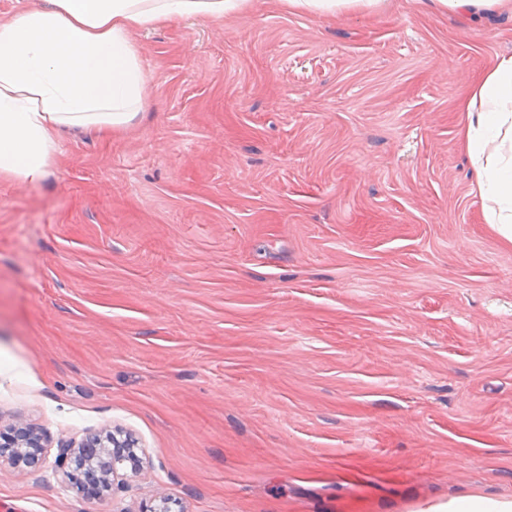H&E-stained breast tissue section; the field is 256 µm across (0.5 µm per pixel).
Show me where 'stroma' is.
<instances>
[{"instance_id": "35a3bbf8", "label": "stroma", "mask_w": 512, "mask_h": 512, "mask_svg": "<svg viewBox=\"0 0 512 512\" xmlns=\"http://www.w3.org/2000/svg\"><path fill=\"white\" fill-rule=\"evenodd\" d=\"M144 106L0 179V512H427L512 500V244L459 104L512 13L251 0L137 34ZM115 427L122 486L58 445ZM288 12L308 11L321 15H336L342 7L357 5L365 9H376L382 0H282ZM44 447L43 434L33 428H22L3 442L0 433V448H11L14 458L28 463L30 467L39 465L38 451ZM430 512H511L512 501H496L477 497L449 500L432 507Z\"/></svg>"}]
</instances>
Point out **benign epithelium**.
<instances>
[{
  "mask_svg": "<svg viewBox=\"0 0 512 512\" xmlns=\"http://www.w3.org/2000/svg\"><path fill=\"white\" fill-rule=\"evenodd\" d=\"M43 447V434L33 428H22L7 440L0 441V448L11 449L16 460L24 461L32 467L39 465L38 451ZM137 448L138 441L132 436H124L116 431L91 437L78 445L62 442L59 454L60 459L78 464L80 469L108 489L114 481L125 479V475L119 473V466L128 463L133 473L143 467Z\"/></svg>",
  "mask_w": 512,
  "mask_h": 512,
  "instance_id": "obj_1",
  "label": "benign epithelium"
}]
</instances>
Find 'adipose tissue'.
<instances>
[{"label":"adipose tissue","mask_w":512,"mask_h":512,"mask_svg":"<svg viewBox=\"0 0 512 512\" xmlns=\"http://www.w3.org/2000/svg\"><path fill=\"white\" fill-rule=\"evenodd\" d=\"M248 0H46L0 18V176L44 180L66 129L118 131L137 116L145 75L135 34L221 18ZM462 142L487 223L512 242V56L496 58L463 105Z\"/></svg>","instance_id":"ef3b65f1"}]
</instances>
